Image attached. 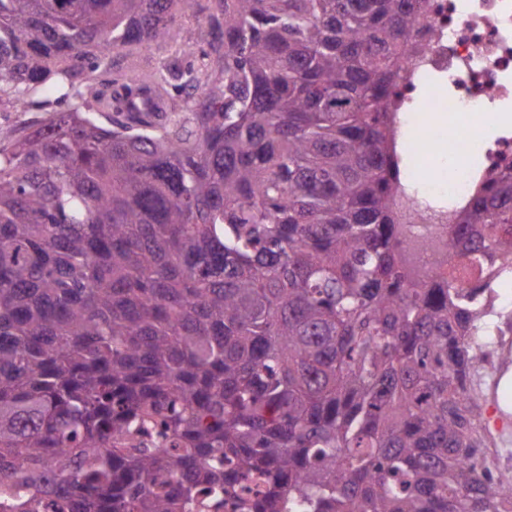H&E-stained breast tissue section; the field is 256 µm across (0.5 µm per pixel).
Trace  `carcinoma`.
Here are the masks:
<instances>
[{"instance_id":"obj_1","label":"carcinoma","mask_w":512,"mask_h":512,"mask_svg":"<svg viewBox=\"0 0 512 512\" xmlns=\"http://www.w3.org/2000/svg\"><path fill=\"white\" fill-rule=\"evenodd\" d=\"M426 7L0 0V102L66 105L0 127L3 512H192L257 475L251 512H512L480 397L512 176L436 235L395 209ZM150 419L167 445L121 447Z\"/></svg>"}]
</instances>
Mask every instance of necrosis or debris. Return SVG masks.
Here are the masks:
<instances>
[{
  "label": "necrosis or debris",
  "mask_w": 512,
  "mask_h": 512,
  "mask_svg": "<svg viewBox=\"0 0 512 512\" xmlns=\"http://www.w3.org/2000/svg\"><path fill=\"white\" fill-rule=\"evenodd\" d=\"M411 41L420 54L404 66L397 123L405 184L429 204L425 221L433 224L438 201L459 212L489 170L512 160V125L484 134L494 114L512 112V0H427ZM430 112L462 116L465 128L426 122ZM430 144L448 147L436 169L423 158Z\"/></svg>",
  "instance_id": "necrosis-or-debris-1"
}]
</instances>
